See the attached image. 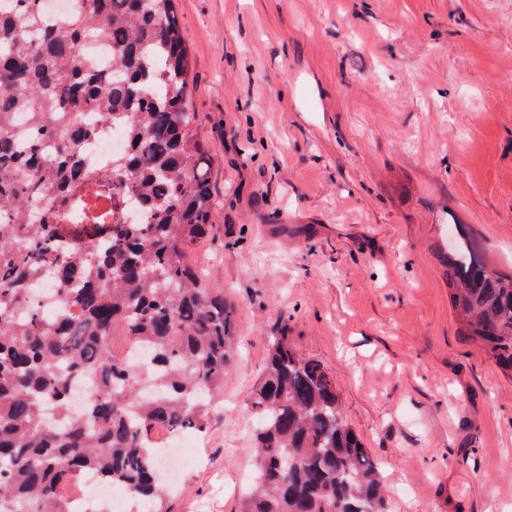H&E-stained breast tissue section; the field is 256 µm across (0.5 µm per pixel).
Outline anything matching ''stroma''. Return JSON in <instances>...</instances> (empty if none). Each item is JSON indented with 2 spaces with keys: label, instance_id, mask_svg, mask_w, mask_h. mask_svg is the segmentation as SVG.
Wrapping results in <instances>:
<instances>
[{
  "label": "stroma",
  "instance_id": "35a3bbf8",
  "mask_svg": "<svg viewBox=\"0 0 512 512\" xmlns=\"http://www.w3.org/2000/svg\"><path fill=\"white\" fill-rule=\"evenodd\" d=\"M234 309L168 512H241L275 337L334 376L390 512H512V376L461 336L444 231L512 272V0H177Z\"/></svg>",
  "mask_w": 512,
  "mask_h": 512
}]
</instances>
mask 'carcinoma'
<instances>
[{
  "instance_id": "carcinoma-1",
  "label": "carcinoma",
  "mask_w": 512,
  "mask_h": 512,
  "mask_svg": "<svg viewBox=\"0 0 512 512\" xmlns=\"http://www.w3.org/2000/svg\"><path fill=\"white\" fill-rule=\"evenodd\" d=\"M75 2L48 26L43 0H0V512H75L64 487L88 473L137 512H166L151 435L204 432L232 358V309L188 263L218 200L175 0ZM96 34L107 65L81 52ZM108 124L126 150L102 173L83 148ZM454 229L459 332L512 372V273ZM40 281L57 296L50 312L30 296ZM118 330L147 352L141 370L110 342ZM81 379L96 390L73 415ZM252 406L257 477L242 512H389L334 379L288 337Z\"/></svg>"
}]
</instances>
